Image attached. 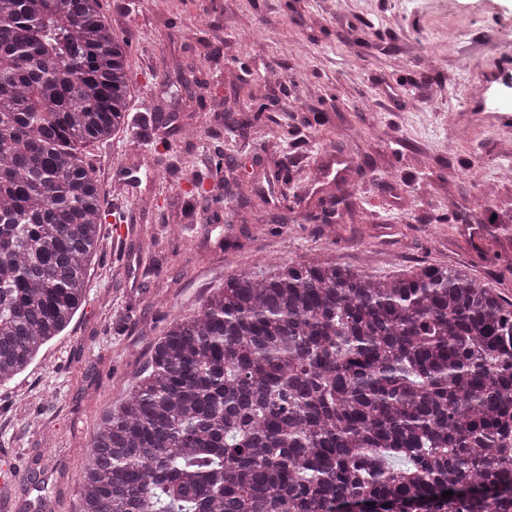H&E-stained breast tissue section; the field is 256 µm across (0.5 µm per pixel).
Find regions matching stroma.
Returning <instances> with one entry per match:
<instances>
[{
    "instance_id": "35a3bbf8",
    "label": "stroma",
    "mask_w": 512,
    "mask_h": 512,
    "mask_svg": "<svg viewBox=\"0 0 512 512\" xmlns=\"http://www.w3.org/2000/svg\"><path fill=\"white\" fill-rule=\"evenodd\" d=\"M102 13L131 43L129 112L149 124L138 143L122 132L83 152L107 211L137 232L118 245L104 228L72 323L0 386V467L20 469L0 486L8 512H79L103 409L172 316L234 274L325 255L379 275L463 266L512 293V121L468 102L512 63V0H102ZM456 28L470 62L448 45ZM251 92L274 101L257 121ZM187 123L199 138L182 140ZM218 146L225 201L197 198L181 223L173 186ZM277 160L288 178L270 186ZM343 193L354 217L317 222L319 198Z\"/></svg>"
}]
</instances>
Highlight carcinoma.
Segmentation results:
<instances>
[{
	"mask_svg": "<svg viewBox=\"0 0 512 512\" xmlns=\"http://www.w3.org/2000/svg\"><path fill=\"white\" fill-rule=\"evenodd\" d=\"M101 0H0V385L70 325L129 127ZM453 495L442 498L446 491ZM80 512H512V299L461 266L242 272L105 410Z\"/></svg>",
	"mask_w": 512,
	"mask_h": 512,
	"instance_id": "cac0c4a2",
	"label": "carcinoma"
}]
</instances>
